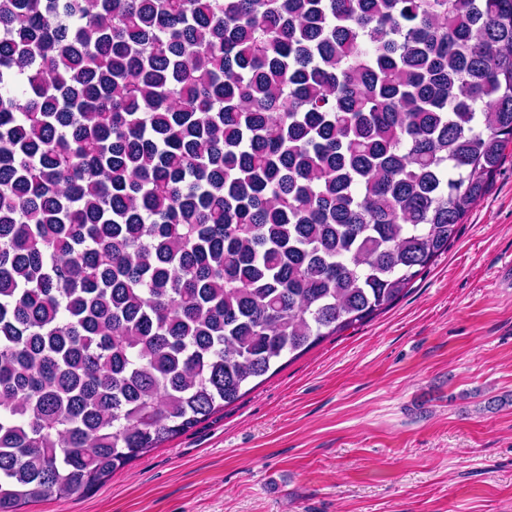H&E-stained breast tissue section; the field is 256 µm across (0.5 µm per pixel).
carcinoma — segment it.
<instances>
[{"label": "carcinoma", "mask_w": 512, "mask_h": 512, "mask_svg": "<svg viewBox=\"0 0 512 512\" xmlns=\"http://www.w3.org/2000/svg\"><path fill=\"white\" fill-rule=\"evenodd\" d=\"M512 143V0H0V512L384 312Z\"/></svg>", "instance_id": "1"}]
</instances>
